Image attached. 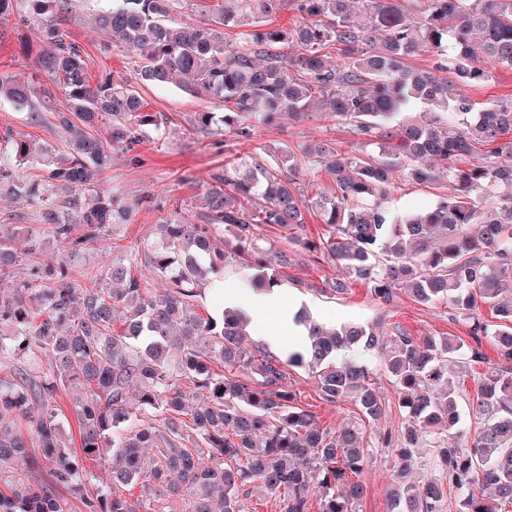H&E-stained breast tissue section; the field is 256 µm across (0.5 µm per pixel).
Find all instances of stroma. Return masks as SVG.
I'll use <instances>...</instances> for the list:
<instances>
[{
  "instance_id": "stroma-1",
  "label": "stroma",
  "mask_w": 512,
  "mask_h": 512,
  "mask_svg": "<svg viewBox=\"0 0 512 512\" xmlns=\"http://www.w3.org/2000/svg\"><path fill=\"white\" fill-rule=\"evenodd\" d=\"M67 33L83 49L92 77L109 72L118 80L135 82L134 59L116 49L102 53L104 38L91 29L85 10L73 12ZM35 71L36 56L22 50L14 23L0 24V73L28 79ZM138 91L146 102L147 111L156 116L157 122L141 127L142 141L134 151L111 153L96 188L111 193L118 200L127 212V220L112 226L107 238L70 260L69 276L79 284L85 283L89 268L110 265L124 259L127 252L141 251L158 242L159 226L170 211H178L180 217L190 223H204L207 214L204 197L213 174L241 160L253 156L297 155L303 147L315 144L336 148L344 157L367 154L377 157L382 153L380 145L360 144L350 125L319 107L308 117H285L272 123L255 121L251 136L243 138L216 127H197L198 113L223 111L224 105L218 100L188 94L174 85L162 89L142 85ZM66 105L63 90L54 91L52 99L41 109V122L36 124L31 121L28 109L1 101L0 136L8 132L39 147L48 145L63 150L62 136L53 124V114ZM437 200V189L399 177L382 205L387 210L402 213L435 206ZM260 236L267 252H287L288 266L282 287L300 298L313 317L323 323L376 322L383 332L400 326L419 338L465 334L464 326L450 320L448 307L442 303L426 306L401 292L391 304L383 305L375 299L369 285L360 281L350 283L347 295L329 294V285L341 275L332 261L292 245L288 229L265 224ZM367 358L376 373L384 412L365 430L372 452L362 474L366 493L355 512H389V483L395 468L393 449L404 425L405 413L399 406L394 379L377 353H368ZM287 381L321 426L334 430L356 419L357 409L351 403L333 404L323 400L305 370L288 369Z\"/></svg>"
}]
</instances>
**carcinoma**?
Segmentation results:
<instances>
[{
  "instance_id": "carcinoma-1",
  "label": "carcinoma",
  "mask_w": 512,
  "mask_h": 512,
  "mask_svg": "<svg viewBox=\"0 0 512 512\" xmlns=\"http://www.w3.org/2000/svg\"><path fill=\"white\" fill-rule=\"evenodd\" d=\"M194 0L197 23L177 18L180 0H84L104 48L138 59V81L165 86L185 76V90L231 105L200 112L196 124L248 138L249 117L268 121L307 115L321 100L385 159L340 157L325 145L302 158L335 174L339 193L312 204L326 233L313 241L304 202L291 187L297 160H244L214 176L206 193L209 223L172 214L159 242L125 265L93 269L88 286L69 278L68 259L101 239L126 211L98 192L108 149L137 144L134 126L153 118L138 90L114 75L91 83L83 51L68 41L71 0H0V20L20 9L39 30V72L64 89L68 107L55 119L67 150L33 155L29 141L7 137L0 190L36 203L59 250L56 264L13 281L19 255L0 235V512H248L252 489L279 499L281 512H355L366 493L359 475L369 449L362 424L337 431L319 425L286 385V368H302L330 403H354L368 422L383 404L368 363L355 349L377 352L394 377L407 423L394 448L389 512H508L512 507V99L479 112L463 88L512 69V0H357L367 23L355 24L352 0H292L302 22L268 29L284 0ZM243 39L226 43L224 29ZM332 43L339 63L320 54ZM435 57L432 68L409 60ZM52 92L32 80L0 77V101L27 106ZM425 109L406 122L399 111ZM110 124L103 141L89 129ZM482 162L457 166L477 147ZM407 180L445 187L435 207L394 217L380 199L403 162ZM41 170L21 180L15 167ZM75 191L59 205L56 190ZM68 210L59 214L60 208ZM262 224L293 231L291 240L326 256L389 303L404 289L419 303L445 302L459 336L423 340L396 327L391 338L373 324L329 328L304 322L308 345L282 358L243 346L247 318L202 313L208 275L230 262L258 270L251 286L281 284L288 255L260 247ZM224 227L235 244L215 245ZM159 278L160 291L149 287ZM487 305L499 319L484 320ZM502 370L481 379L467 434L448 362L484 364L483 340ZM71 398L80 448L60 421L61 394ZM435 448L440 476L411 480L416 449ZM140 486L133 496L129 489Z\"/></svg>"
}]
</instances>
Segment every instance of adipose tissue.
Listing matches in <instances>:
<instances>
[{"mask_svg": "<svg viewBox=\"0 0 512 512\" xmlns=\"http://www.w3.org/2000/svg\"><path fill=\"white\" fill-rule=\"evenodd\" d=\"M215 288L222 294L223 305L243 310L251 317L256 338L269 348H280L286 335L291 337L293 347L303 346L305 329L294 321L298 302L285 290L257 292L242 280L219 282Z\"/></svg>", "mask_w": 512, "mask_h": 512, "instance_id": "ef3b65f1", "label": "adipose tissue"}]
</instances>
